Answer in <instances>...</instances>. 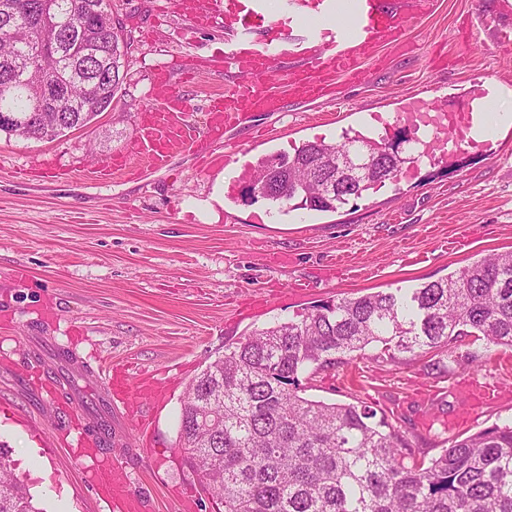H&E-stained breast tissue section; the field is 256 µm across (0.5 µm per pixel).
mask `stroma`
I'll list each match as a JSON object with an SVG mask.
<instances>
[{"label":"stroma","instance_id":"obj_1","mask_svg":"<svg viewBox=\"0 0 512 512\" xmlns=\"http://www.w3.org/2000/svg\"><path fill=\"white\" fill-rule=\"evenodd\" d=\"M112 16L132 41L115 108L48 141L0 134V167L31 170L21 181L0 178V317L15 326L0 333V443L42 512H111L87 476L89 460L65 449L95 411L101 380L60 365L48 344L91 351L162 383L161 402L142 401L148 434L126 418L130 438L111 448L133 469L144 512H180L187 497L193 512H220L181 458L189 382L269 322L345 296L416 288L512 250V125L482 150L462 144L407 165L336 211L281 209L241 185L224 194L223 158L197 154L207 98L224 88L217 71L178 81L192 144L168 168L92 182L83 169L131 149L135 104L154 100L158 70L211 55L226 34L223 17L196 25L168 0H112ZM364 67L368 78L338 79L328 97L251 113L225 142L255 164L308 141H340L351 129L409 135L396 114L412 98L466 101L479 84L512 90V0H435L401 44H381ZM218 194L223 204H213ZM460 354L396 363L357 355L314 374L306 395L372 406L430 458L446 436L423 421L460 409L452 384L470 374ZM56 365L80 404L17 382Z\"/></svg>","mask_w":512,"mask_h":512}]
</instances>
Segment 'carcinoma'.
<instances>
[{
  "label": "carcinoma",
  "instance_id": "1",
  "mask_svg": "<svg viewBox=\"0 0 512 512\" xmlns=\"http://www.w3.org/2000/svg\"><path fill=\"white\" fill-rule=\"evenodd\" d=\"M99 2L0 0V131L25 139L48 136L38 118L39 91L22 81L4 82L44 29L70 26L81 9L83 29L61 41L48 71L35 76L59 86L73 63H86L87 81L70 85L58 101L62 125L53 137L88 126L112 107L131 40L114 18L87 10ZM321 155H348L388 173L362 175L326 199H313L311 184L293 174ZM416 161L388 153L383 136L346 133L340 143L308 142L291 157L258 162L253 182L263 184L274 163L285 184L264 199L328 211ZM462 336L485 342L489 351L512 349V250L404 294L379 291L319 303L296 319L252 331L225 347L224 356L187 387L179 445L224 512H512V424L454 440L426 463L372 407L302 396L304 375L341 364L353 352L374 347L375 361L395 362L404 353L447 348ZM0 512H40L1 446Z\"/></svg>",
  "mask_w": 512,
  "mask_h": 512
}]
</instances>
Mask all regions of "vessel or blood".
Here are the masks:
<instances>
[{
  "label": "vessel or blood",
  "mask_w": 512,
  "mask_h": 512,
  "mask_svg": "<svg viewBox=\"0 0 512 512\" xmlns=\"http://www.w3.org/2000/svg\"><path fill=\"white\" fill-rule=\"evenodd\" d=\"M434 0H283L277 17H270L265 0H175L179 13L196 25L208 23L223 13L229 29L218 57L197 62L199 71L232 68L240 82L226 85L223 95L207 109L211 145L223 147L224 131L238 125L252 112H280L288 102L315 100L335 87L337 78L365 77V60L374 57L381 41L401 38L416 25ZM162 103L143 110L137 125L134 152L144 159L145 169L161 170L188 144L181 92L169 70L156 80ZM431 113V141L446 142L448 130L466 135L474 127L467 106L433 102H409L404 118L414 121L419 112ZM100 419L91 435L78 438L75 457H97L91 481L98 493L111 501L114 512H142L140 498L131 494L132 471L128 463L99 457L122 437L112 421L114 405L129 407L137 402L138 389H154L146 374L133 376L128 368L105 371ZM37 390L73 399L61 375L44 372L36 379Z\"/></svg>",
  "instance_id": "vessel-or-blood-1"
}]
</instances>
